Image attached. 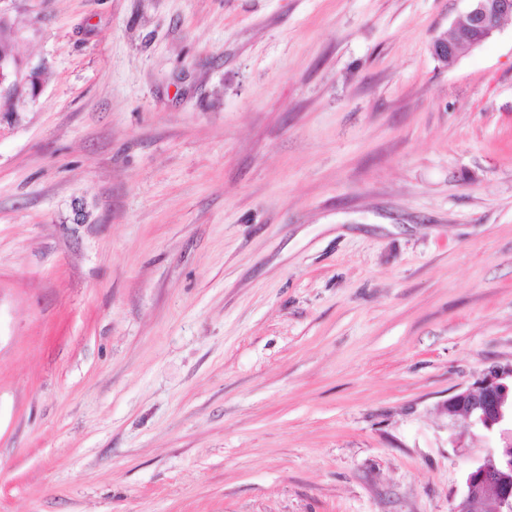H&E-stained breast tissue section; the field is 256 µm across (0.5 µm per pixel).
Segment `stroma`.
I'll return each instance as SVG.
<instances>
[{
    "mask_svg": "<svg viewBox=\"0 0 512 512\" xmlns=\"http://www.w3.org/2000/svg\"><path fill=\"white\" fill-rule=\"evenodd\" d=\"M0 0V512H451L512 365V19ZM468 1V9L462 16L466 20L462 35L470 47L479 46L499 30L503 18L512 17V0Z\"/></svg>",
    "mask_w": 512,
    "mask_h": 512,
    "instance_id": "1",
    "label": "stroma"
}]
</instances>
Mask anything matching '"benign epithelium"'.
Here are the masks:
<instances>
[{"label":"benign epithelium","instance_id":"7a95c632","mask_svg":"<svg viewBox=\"0 0 512 512\" xmlns=\"http://www.w3.org/2000/svg\"><path fill=\"white\" fill-rule=\"evenodd\" d=\"M506 17H512V0H469L462 35L476 47L495 34ZM440 411L499 433L501 442L468 471L465 494L452 512H485L490 491L497 512H512V366L489 367L474 387L458 390Z\"/></svg>","mask_w":512,"mask_h":512}]
</instances>
